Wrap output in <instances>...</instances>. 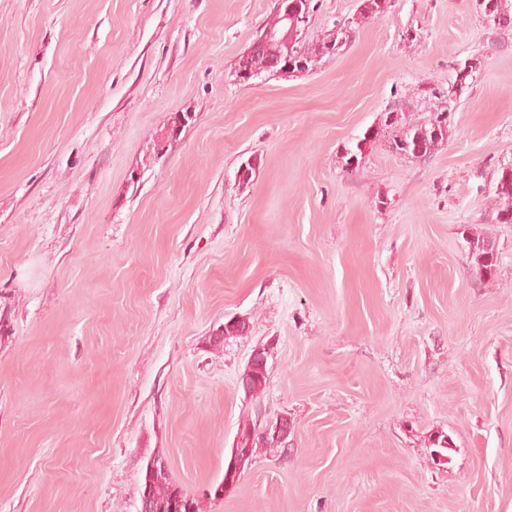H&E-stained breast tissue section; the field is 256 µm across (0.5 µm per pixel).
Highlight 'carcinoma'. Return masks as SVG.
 <instances>
[{
	"instance_id": "carcinoma-1",
	"label": "carcinoma",
	"mask_w": 512,
	"mask_h": 512,
	"mask_svg": "<svg viewBox=\"0 0 512 512\" xmlns=\"http://www.w3.org/2000/svg\"><path fill=\"white\" fill-rule=\"evenodd\" d=\"M492 3L490 12L483 13L486 24L502 32L512 31V0H488ZM343 31L342 37L323 38L307 42L304 38L288 39V44L273 45V48L286 50L291 46L292 54L304 67L305 73L318 66L326 57L336 54L347 43L352 30V22L343 21L336 24ZM266 52L259 47H249L238 60L237 70L250 71L254 77L267 71ZM450 112L447 107L436 106L427 112L421 122H412L396 109L386 113L384 127L387 132V144L391 152L411 158L429 157L436 147L448 139ZM493 186V207L491 214L495 215L498 224H512V164H501L495 170ZM469 254L473 266L481 273L494 271L497 263L495 241L490 237H477L467 240ZM240 447L251 449V455L264 446L258 434L252 433L250 425L246 424L238 432ZM158 476L149 478L150 468H145L143 475V501L140 512H201L200 499L184 490L173 481L170 474L164 472L161 462H156Z\"/></svg>"
}]
</instances>
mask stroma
<instances>
[{
	"instance_id": "35a3bbf8",
	"label": "stroma",
	"mask_w": 512,
	"mask_h": 512,
	"mask_svg": "<svg viewBox=\"0 0 512 512\" xmlns=\"http://www.w3.org/2000/svg\"><path fill=\"white\" fill-rule=\"evenodd\" d=\"M312 4L310 41L360 0ZM275 9L0 0V512H139L156 455L203 512H512V224L490 217L512 32L477 0H391L312 72L239 81ZM478 54L447 142L390 153L383 113L422 118L420 87ZM277 417L287 447L204 498ZM469 254L479 273H492L497 263L495 241L490 237L470 238L467 241ZM270 355L269 349L265 347H259L256 348L253 353L250 356V359L248 361V372H251L253 367H259L262 371H265L267 367L268 357ZM250 379V382H249ZM248 378H245L242 382L241 386L243 389V392L246 396H252V397H259L267 383V376L265 374H260L259 371L256 369V372L252 371V375ZM251 383V386H250ZM251 387H252V393H251Z\"/></svg>"
}]
</instances>
